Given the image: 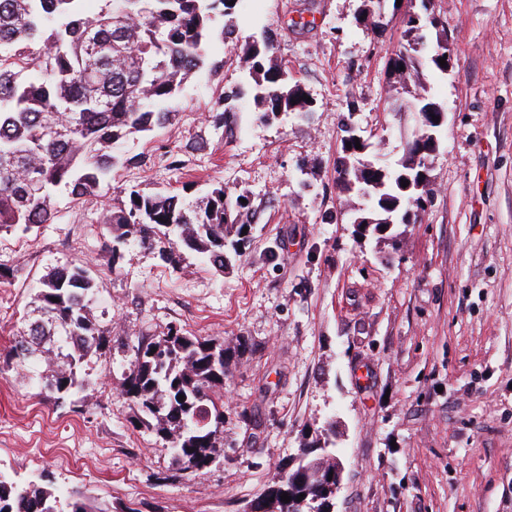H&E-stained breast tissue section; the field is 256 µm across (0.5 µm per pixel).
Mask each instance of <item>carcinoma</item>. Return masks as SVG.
<instances>
[{"label": "carcinoma", "instance_id": "obj_1", "mask_svg": "<svg viewBox=\"0 0 512 512\" xmlns=\"http://www.w3.org/2000/svg\"><path fill=\"white\" fill-rule=\"evenodd\" d=\"M86 0H0V234H28L55 218L54 195L74 199L97 193L120 162L116 148L129 135L170 121L167 103L205 63L209 41L219 34L232 42L234 30L215 31L232 13L231 0H102L98 11ZM404 15L405 44L394 54L388 82L396 100H413L420 116L407 153L386 166V177L370 185L339 183L345 194L368 199L376 216L407 223L421 209L414 189H400L398 176L412 167L427 170L431 113L443 111L424 83L431 71L444 73L448 37L429 8ZM436 37L428 39L427 31ZM267 36L245 44L253 75V100L261 118L307 116L302 84L273 60ZM214 186L193 207L163 192L130 190L126 200L103 215L112 238V258L130 241L173 261L181 251L197 254L217 272L230 258L224 241L241 230L240 201L221 199ZM95 280L81 264L48 272L34 297L39 316L24 320L18 340L0 362L8 368L35 366L36 395L56 405L84 387L80 365L111 343L90 313ZM230 347L191 336L172 326L166 335L141 339L128 362L123 392L168 445L174 462L189 476L205 472L224 452V385ZM185 400H179V396ZM307 477L289 488L285 471L258 502V512H309L325 479L322 455L306 457ZM291 501H281L282 493ZM304 499H298L299 495ZM0 512H112L82 493L63 496L49 479L21 482L0 474Z\"/></svg>", "mask_w": 512, "mask_h": 512}]
</instances>
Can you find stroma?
Returning a JSON list of instances; mask_svg holds the SVG:
<instances>
[{"label":"stroma","mask_w":512,"mask_h":512,"mask_svg":"<svg viewBox=\"0 0 512 512\" xmlns=\"http://www.w3.org/2000/svg\"><path fill=\"white\" fill-rule=\"evenodd\" d=\"M239 0L183 85L164 127L125 139L109 188L56 198L32 234L0 235V356L41 277L83 263L90 312L112 344L85 368L79 410L39 401L27 373L0 372V472L50 475L139 512H246L294 468L302 445L335 444L333 512H512V0H433L447 73H428L445 112L428 161L433 194L415 220L362 235L365 202L340 193L342 121L367 159L398 160L416 114L389 106L386 68L404 43L407 0ZM272 34L309 116L264 121L243 42ZM223 101V127L209 115ZM244 199L247 233L223 274L128 244L112 257L101 222L131 189L193 204L213 185ZM234 347L224 386V454L186 477L164 441L136 426L121 392L138 338L171 326Z\"/></svg>","instance_id":"obj_1"}]
</instances>
